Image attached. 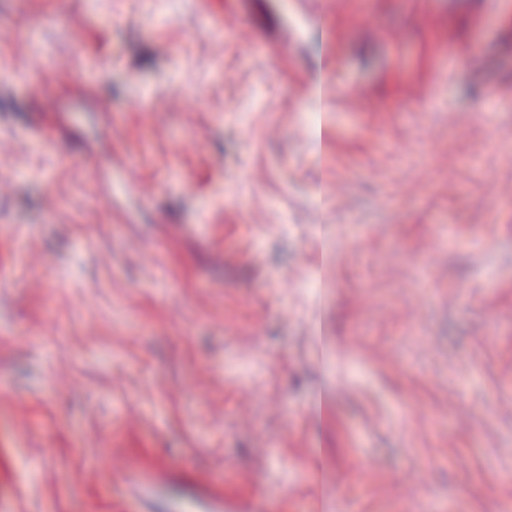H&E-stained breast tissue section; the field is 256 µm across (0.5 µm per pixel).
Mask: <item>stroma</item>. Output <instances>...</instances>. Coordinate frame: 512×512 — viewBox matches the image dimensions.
Returning <instances> with one entry per match:
<instances>
[{"mask_svg": "<svg viewBox=\"0 0 512 512\" xmlns=\"http://www.w3.org/2000/svg\"><path fill=\"white\" fill-rule=\"evenodd\" d=\"M470 2L0 0L17 512H512V6Z\"/></svg>", "mask_w": 512, "mask_h": 512, "instance_id": "stroma-1", "label": "stroma"}]
</instances>
